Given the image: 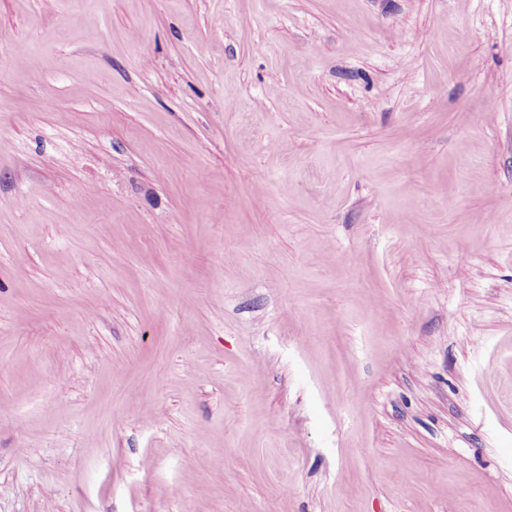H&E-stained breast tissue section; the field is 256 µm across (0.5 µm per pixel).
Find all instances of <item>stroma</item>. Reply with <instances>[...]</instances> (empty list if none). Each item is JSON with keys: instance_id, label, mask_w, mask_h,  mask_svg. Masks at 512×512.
Masks as SVG:
<instances>
[{"instance_id": "stroma-1", "label": "stroma", "mask_w": 512, "mask_h": 512, "mask_svg": "<svg viewBox=\"0 0 512 512\" xmlns=\"http://www.w3.org/2000/svg\"><path fill=\"white\" fill-rule=\"evenodd\" d=\"M512 512V0H0V512Z\"/></svg>"}]
</instances>
